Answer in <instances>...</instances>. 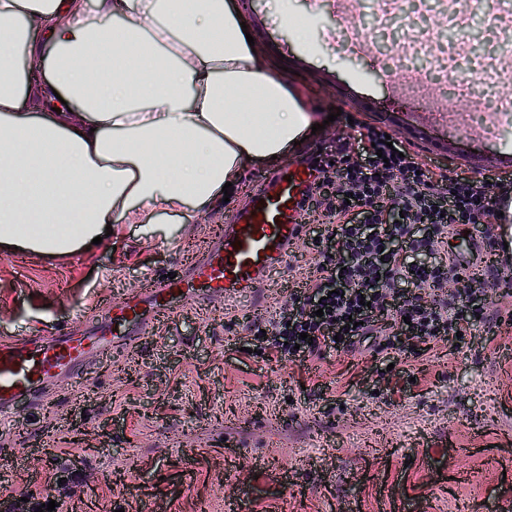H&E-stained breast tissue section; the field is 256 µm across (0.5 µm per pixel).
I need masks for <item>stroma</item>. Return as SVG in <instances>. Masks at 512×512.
I'll return each mask as SVG.
<instances>
[{
    "label": "stroma",
    "instance_id": "stroma-1",
    "mask_svg": "<svg viewBox=\"0 0 512 512\" xmlns=\"http://www.w3.org/2000/svg\"><path fill=\"white\" fill-rule=\"evenodd\" d=\"M234 0L276 78L298 89L319 131L275 161L247 164L248 189L204 217L124 225L113 244L65 257L0 250V336L97 315L203 252L270 173L332 140L362 157L359 124L394 135L435 172L479 183L512 179V53L488 4L457 27L448 0ZM432 37L456 58L447 72L406 49ZM499 58L479 83L472 58ZM461 127L447 138L432 103ZM251 299L203 302L157 324L132 351L64 382L40 410L0 416V497L27 494L54 512H512V323L477 327L417 362L397 354L326 351L304 368L254 353ZM82 418L98 449L67 445ZM234 454H226V443ZM52 449L56 464L39 459ZM82 457L79 472L62 463Z\"/></svg>",
    "mask_w": 512,
    "mask_h": 512
}]
</instances>
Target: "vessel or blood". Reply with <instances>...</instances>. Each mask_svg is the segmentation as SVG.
<instances>
[{"mask_svg":"<svg viewBox=\"0 0 512 512\" xmlns=\"http://www.w3.org/2000/svg\"><path fill=\"white\" fill-rule=\"evenodd\" d=\"M311 181L306 167L272 175L201 259L148 281L138 294L112 302L99 319L81 328L37 332L21 344L0 336V413L37 403L54 383L81 376L93 359L131 348L149 322L167 320L191 301L248 294L253 313H267V276L286 268L293 241L304 234L301 205ZM484 251V239L475 236L449 245L448 257L455 269L468 273Z\"/></svg>","mask_w":512,"mask_h":512,"instance_id":"obj_1","label":"vessel or blood"}]
</instances>
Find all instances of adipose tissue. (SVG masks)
I'll return each mask as SVG.
<instances>
[{"label": "adipose tissue", "mask_w": 512, "mask_h": 512, "mask_svg": "<svg viewBox=\"0 0 512 512\" xmlns=\"http://www.w3.org/2000/svg\"><path fill=\"white\" fill-rule=\"evenodd\" d=\"M97 4L99 24L87 0H0V248L67 256L210 210L312 123L229 0Z\"/></svg>", "instance_id": "adipose-tissue-1"}]
</instances>
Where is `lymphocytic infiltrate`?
<instances>
[{
	"label": "lymphocytic infiltrate",
	"mask_w": 512,
	"mask_h": 512,
	"mask_svg": "<svg viewBox=\"0 0 512 512\" xmlns=\"http://www.w3.org/2000/svg\"><path fill=\"white\" fill-rule=\"evenodd\" d=\"M361 139L363 160L349 161L340 142L333 162L314 167L316 182L303 203L324 206L326 235L316 243L315 278L292 294L288 315L264 322L260 349L268 361L304 363L330 349L347 354L362 345L417 358L453 335H472L478 323L503 320L500 310L466 307V300L488 295L494 285L483 278L474 288L460 284L442 246L449 227L480 220L488 249H495L497 203L512 196V186L500 185L498 195L490 196L467 178L444 184L413 154L393 156L384 132L370 127ZM393 207L403 215L400 222L388 219ZM336 242L349 261H338ZM411 251L439 260L421 268L409 262ZM405 284L414 291L403 298Z\"/></svg>",
	"instance_id": "obj_1"
}]
</instances>
